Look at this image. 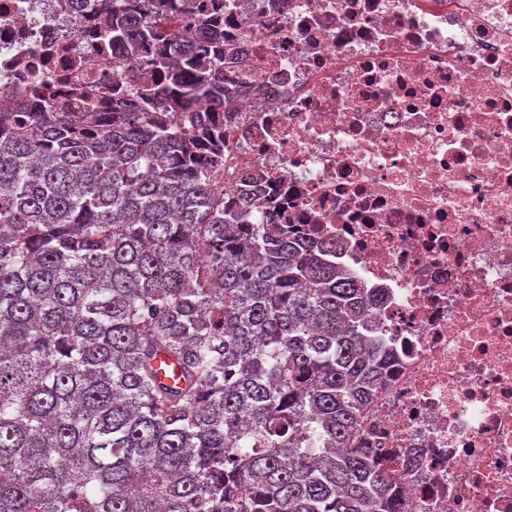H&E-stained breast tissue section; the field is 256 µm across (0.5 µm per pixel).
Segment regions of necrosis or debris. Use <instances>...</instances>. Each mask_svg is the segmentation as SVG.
<instances>
[{
	"instance_id": "necrosis-or-debris-1",
	"label": "necrosis or debris",
	"mask_w": 512,
	"mask_h": 512,
	"mask_svg": "<svg viewBox=\"0 0 512 512\" xmlns=\"http://www.w3.org/2000/svg\"><path fill=\"white\" fill-rule=\"evenodd\" d=\"M100 0H0V106L111 79ZM229 163L383 297L364 409L409 512H512V0H224Z\"/></svg>"
}]
</instances>
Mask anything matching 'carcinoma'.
<instances>
[{
	"instance_id": "obj_1",
	"label": "carcinoma",
	"mask_w": 512,
	"mask_h": 512,
	"mask_svg": "<svg viewBox=\"0 0 512 512\" xmlns=\"http://www.w3.org/2000/svg\"><path fill=\"white\" fill-rule=\"evenodd\" d=\"M102 6L156 78L110 112L0 107V512H408L356 446L381 298L335 243L248 223L262 182L216 186L213 113L258 91L224 77L237 46L175 26L191 0Z\"/></svg>"
}]
</instances>
